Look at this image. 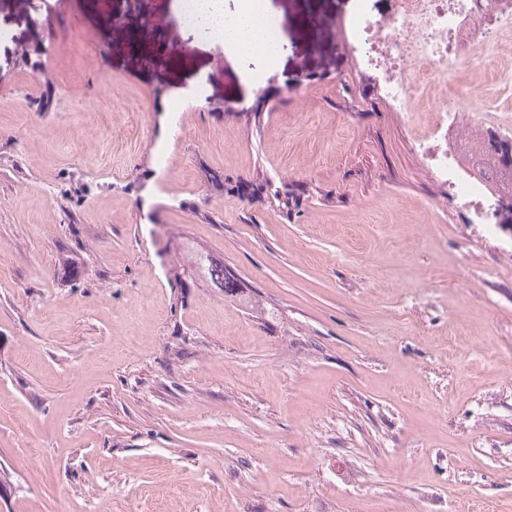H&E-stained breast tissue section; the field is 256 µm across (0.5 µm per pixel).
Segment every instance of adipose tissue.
<instances>
[{
	"label": "adipose tissue",
	"mask_w": 512,
	"mask_h": 512,
	"mask_svg": "<svg viewBox=\"0 0 512 512\" xmlns=\"http://www.w3.org/2000/svg\"><path fill=\"white\" fill-rule=\"evenodd\" d=\"M271 11L269 0H259L256 10L252 12L236 11L226 14L224 0H202L201 19L191 25V32L208 30L214 42L223 44L225 50L233 54L263 59L266 51L258 48L257 41L261 21Z\"/></svg>",
	"instance_id": "ef3b65f1"
}]
</instances>
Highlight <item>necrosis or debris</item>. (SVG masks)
Returning <instances> with one entry per match:
<instances>
[{"label":"necrosis or debris","instance_id":"4bbe7bcc","mask_svg":"<svg viewBox=\"0 0 512 512\" xmlns=\"http://www.w3.org/2000/svg\"><path fill=\"white\" fill-rule=\"evenodd\" d=\"M494 27H486L485 14ZM512 32V0H392L384 15L375 0H355L349 45L358 68L373 76L390 111L414 124L419 113L434 112L440 124L493 119L492 110L475 111L469 95L448 92V75L465 66L486 45ZM421 158L448 186L454 203L471 223L493 224L498 199L463 163L459 153L419 138Z\"/></svg>","mask_w":512,"mask_h":512}]
</instances>
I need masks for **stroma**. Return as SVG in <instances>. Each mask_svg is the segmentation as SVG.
Here are the masks:
<instances>
[{"label":"stroma","instance_id":"obj_1","mask_svg":"<svg viewBox=\"0 0 512 512\" xmlns=\"http://www.w3.org/2000/svg\"><path fill=\"white\" fill-rule=\"evenodd\" d=\"M272 2L258 61L173 0L138 53L93 0H0V512H512V210L449 200L354 0ZM505 70L512 33L448 86ZM205 261V264L201 262L198 264L202 266L204 274L216 288L224 289V291H232L237 288L235 281L231 280L224 272L223 261L210 258H206Z\"/></svg>","mask_w":512,"mask_h":512}]
</instances>
